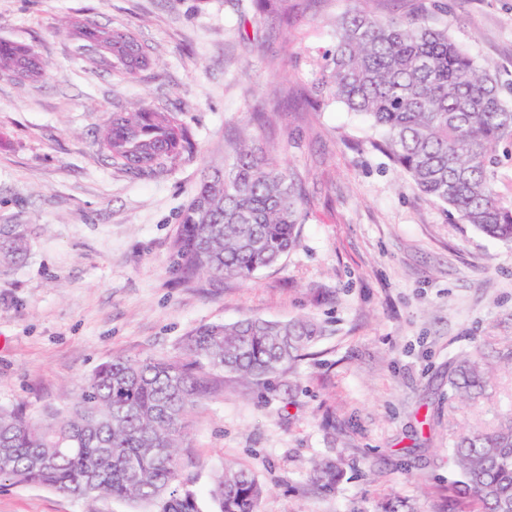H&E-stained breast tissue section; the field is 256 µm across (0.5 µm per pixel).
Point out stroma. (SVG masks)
<instances>
[{
  "instance_id": "stroma-1",
  "label": "stroma",
  "mask_w": 512,
  "mask_h": 512,
  "mask_svg": "<svg viewBox=\"0 0 512 512\" xmlns=\"http://www.w3.org/2000/svg\"><path fill=\"white\" fill-rule=\"evenodd\" d=\"M471 47L512 87V0H0V40L52 66L0 73V224L32 229L16 266L0 264V406L34 417L71 407L117 355L172 358L204 324L307 319L322 334L263 384L222 371L187 416L182 473L212 512L225 469L251 472L258 512H470L450 490L464 434L512 416V245L458 223L381 148V132L315 82L348 7L413 17ZM120 28L148 63L128 80L91 67L76 24ZM176 113L193 153L154 174L113 165L99 139L116 112ZM249 136L302 181L308 214L276 267L244 281L186 277L172 243L204 168ZM469 356L484 392L448 396ZM342 453L334 490L313 464ZM0 512H132L0 483Z\"/></svg>"
}]
</instances>
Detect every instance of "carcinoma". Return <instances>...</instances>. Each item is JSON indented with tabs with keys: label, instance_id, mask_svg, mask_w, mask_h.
I'll return each mask as SVG.
<instances>
[{
	"label": "carcinoma",
	"instance_id": "cac0c4a2",
	"mask_svg": "<svg viewBox=\"0 0 512 512\" xmlns=\"http://www.w3.org/2000/svg\"><path fill=\"white\" fill-rule=\"evenodd\" d=\"M80 35L112 55V69L133 78L124 48L136 42L122 30L82 27ZM23 44L0 41V70L34 76ZM318 89L366 116L384 133L388 156L415 186L486 235L512 242V205L496 190L501 156L512 150V100L499 80L429 16L379 18L348 9L325 53ZM101 147L112 162L153 174L194 148L188 129L171 112L139 106L116 112ZM302 187L278 163L242 140L231 147L224 170L203 175L182 211L173 248L188 277L250 280L292 248L306 217ZM31 228L0 224V261L20 262ZM320 335L307 320L246 317L207 324L182 342L183 356L132 359L115 356L82 388L65 412L34 419L21 408L0 407V482L38 486L78 499L112 498L146 512H202L182 479L180 448L186 415L205 396L210 370L268 379ZM484 386L478 367L457 362L448 377L452 394ZM461 471L457 494L477 512H512V420L463 437L452 449ZM342 460L315 466L312 484L336 487ZM264 490L244 469L219 476L210 490L214 512H257Z\"/></svg>",
	"mask_w": 512,
	"mask_h": 512
}]
</instances>
